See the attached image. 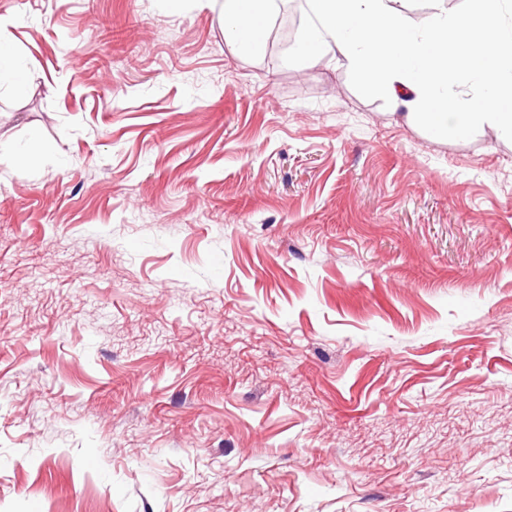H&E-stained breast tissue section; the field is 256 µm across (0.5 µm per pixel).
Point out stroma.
I'll return each instance as SVG.
<instances>
[{"label": "stroma", "mask_w": 512, "mask_h": 512, "mask_svg": "<svg viewBox=\"0 0 512 512\" xmlns=\"http://www.w3.org/2000/svg\"><path fill=\"white\" fill-rule=\"evenodd\" d=\"M1 46L0 512H512V137L205 0ZM207 4L224 20L225 36L229 41L250 53L262 50L272 1L207 0Z\"/></svg>", "instance_id": "1"}]
</instances>
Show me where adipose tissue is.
Wrapping results in <instances>:
<instances>
[{
	"label": "adipose tissue",
	"instance_id": "adipose-tissue-1",
	"mask_svg": "<svg viewBox=\"0 0 512 512\" xmlns=\"http://www.w3.org/2000/svg\"><path fill=\"white\" fill-rule=\"evenodd\" d=\"M432 16L423 38L411 36L396 0H313L329 43L312 38L302 55H333L347 69L365 74L394 105L412 107V120L438 133L455 129L466 134L494 124L512 134V86L500 81L512 64V35L504 34L502 18L512 0H479L476 11L452 18L445 0H431ZM224 21L227 39L241 49L260 52L271 0H207ZM466 64L490 94H439L438 80L457 64Z\"/></svg>",
	"mask_w": 512,
	"mask_h": 512
}]
</instances>
